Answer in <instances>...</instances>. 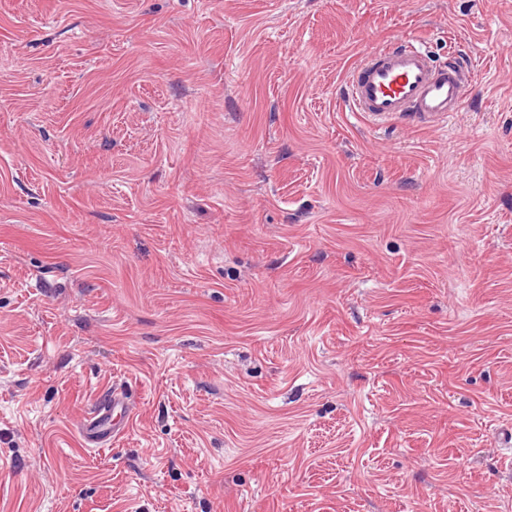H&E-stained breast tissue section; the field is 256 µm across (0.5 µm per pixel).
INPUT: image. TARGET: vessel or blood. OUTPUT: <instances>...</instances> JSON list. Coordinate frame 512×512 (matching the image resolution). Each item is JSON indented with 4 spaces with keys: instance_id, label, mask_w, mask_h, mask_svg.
<instances>
[{
    "instance_id": "b4317fda",
    "label": "vessel or blood",
    "mask_w": 512,
    "mask_h": 512,
    "mask_svg": "<svg viewBox=\"0 0 512 512\" xmlns=\"http://www.w3.org/2000/svg\"><path fill=\"white\" fill-rule=\"evenodd\" d=\"M469 79V67L458 52L440 61L410 39L365 52L350 73L344 103L349 111L377 123L411 118L434 125L463 110ZM132 421L128 392L114 387L100 393L81 434L88 446L106 447Z\"/></svg>"
}]
</instances>
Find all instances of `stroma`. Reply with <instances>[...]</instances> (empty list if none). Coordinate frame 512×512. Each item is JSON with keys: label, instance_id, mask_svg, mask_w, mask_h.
I'll return each instance as SVG.
<instances>
[{"label": "stroma", "instance_id": "1", "mask_svg": "<svg viewBox=\"0 0 512 512\" xmlns=\"http://www.w3.org/2000/svg\"><path fill=\"white\" fill-rule=\"evenodd\" d=\"M401 38L447 124L345 111ZM505 430L512 0H0V512H512ZM132 421V403L128 392L112 387L99 394L96 404L82 422L81 434L88 446L109 447L112 439L123 435Z\"/></svg>", "mask_w": 512, "mask_h": 512}]
</instances>
